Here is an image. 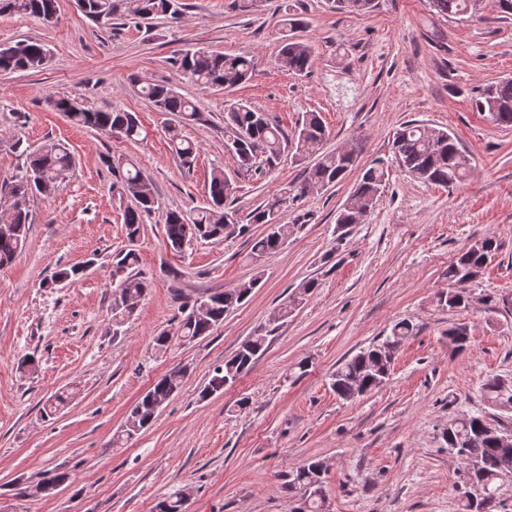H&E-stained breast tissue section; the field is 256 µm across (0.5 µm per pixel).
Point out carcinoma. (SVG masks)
Masks as SVG:
<instances>
[{
	"mask_svg": "<svg viewBox=\"0 0 512 512\" xmlns=\"http://www.w3.org/2000/svg\"><path fill=\"white\" fill-rule=\"evenodd\" d=\"M80 11L90 20L107 24L117 15H133L143 20L160 17L178 19L183 4L181 0H82ZM335 9L352 14H365L377 6L376 0H333ZM471 0H429L430 8L439 16L464 17L470 11ZM8 10L30 15L44 23H53L59 12L58 0H0V11ZM285 34L278 53L281 66L296 75L308 73L313 49L310 42L300 35L306 22L288 17ZM20 48L0 47V73L40 71L49 62L48 50L38 40L26 39L18 42ZM178 71L195 85L207 89L214 86L240 85L249 81L255 73L254 59L246 54L224 55L205 49L186 50L176 60ZM140 94L159 112L176 118V123L167 126L171 150L187 166L196 159L197 145L183 138L180 125L196 123L200 112L195 103L180 94L170 85L146 83ZM475 108L488 114L490 121L503 128L512 127V78L488 85L474 98ZM55 109L64 113L69 122L78 127H87L112 133L119 129L121 137L134 142L140 136L137 115L122 109L97 110L86 106L73 107L67 98L58 99ZM326 128L316 112L308 113L293 135H288L279 124L265 112L252 106L236 102L224 112V148L232 154L237 172L262 175L265 168L273 167L281 153L293 152L301 160L316 156V161L305 168L301 178L290 181L280 193L249 213V224H261L266 230L248 238L249 257L256 266L268 256L278 252L290 231L302 228L300 224L289 226L280 222V212L296 205L311 192L328 188L341 182L355 165V161L344 160L333 151L322 150ZM11 149L25 157L22 170L0 182L11 185L10 202L0 209V267L10 264L25 248L28 240L29 201L33 195L46 190H58L70 177L75 158L69 147L62 142H49L37 148L23 145L17 140ZM392 153L396 164L411 177L424 183L445 187L460 184L468 169L470 158L461 149L456 139L445 130H430L408 121L394 134ZM111 173L116 175L124 192L133 199V205L124 212V226L129 242L136 241L141 234L144 216L155 210L157 201L152 194L141 192L145 187L141 172L136 168H124V164L106 161ZM387 168L379 160L363 173L353 192L336 214V228L343 229L364 221L361 207L375 202L385 182ZM230 179L221 167L211 173L207 206L196 209L169 210L165 213L164 231L168 246L181 251L198 240L222 239L234 234L245 235L248 224H242L236 212L226 207L230 190ZM495 237L477 240L460 253L448 266V293L439 297V302L450 308H467L470 301L469 286L463 284L464 272L470 268H484L489 255L496 251ZM139 257L136 249L130 248L115 262L114 273L121 279L112 291L113 336L121 334V327L132 315L130 306H135L147 292V281L135 268ZM86 271L84 266H72L56 270L42 283L44 288H56L77 280ZM261 276L240 283L222 292L202 296L180 311L176 325L177 335L191 343L210 335L224 322V316L239 307L259 286ZM314 280L302 282L295 291L280 304L272 317V323L284 322L293 314L313 290ZM416 325L401 320L395 323L389 334L381 340L361 349L344 360L332 374L331 387L342 400L352 399V385H358L365 395L383 385L389 378L395 354L401 345L415 334ZM272 330L265 328L244 340L234 354L208 373V381L200 391V397L209 398L222 394L234 386L251 369L255 359L264 350ZM183 379L169 372L138 400L127 415L124 426L113 434L111 447L121 448L147 428L162 406L170 402L182 389ZM481 397L492 408H512V380L491 378L480 388ZM77 396L71 387L57 392L47 399L43 412L50 417L68 405ZM503 433L483 415H462L454 420L444 434L448 449L455 451L468 461L472 469L464 470L465 491L461 496L460 512H496L500 497L499 481L512 474V469L499 465L500 459L512 455V445L503 447ZM324 462L309 459L285 474V489L290 502L289 512H325L326 495L323 487ZM71 474L59 469L47 470L41 482L44 495L55 492L54 486L68 483ZM155 512H184L182 496L174 493L159 500Z\"/></svg>",
	"mask_w": 512,
	"mask_h": 512,
	"instance_id": "cac0c4a2",
	"label": "carcinoma"
}]
</instances>
